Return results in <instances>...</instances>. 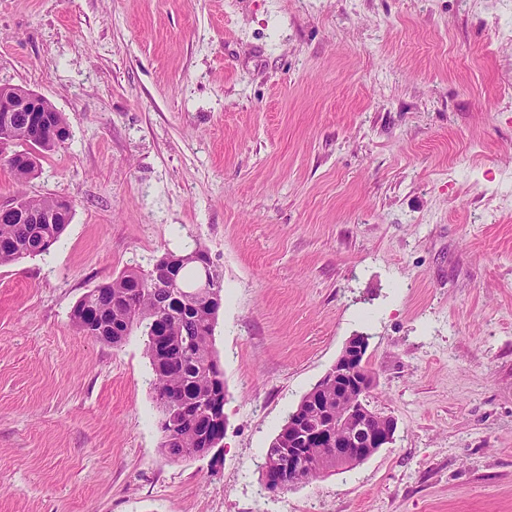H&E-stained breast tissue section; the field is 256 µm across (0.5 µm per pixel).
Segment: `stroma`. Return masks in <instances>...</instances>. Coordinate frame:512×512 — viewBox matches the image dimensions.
<instances>
[{"label":"stroma","mask_w":512,"mask_h":512,"mask_svg":"<svg viewBox=\"0 0 512 512\" xmlns=\"http://www.w3.org/2000/svg\"><path fill=\"white\" fill-rule=\"evenodd\" d=\"M512 22L497 0H0V86L70 129L0 202L67 199L0 266V512H512ZM203 246L224 283L219 460L160 450L140 331L71 314ZM395 418L270 493L264 454L355 335Z\"/></svg>","instance_id":"35a3bbf8"}]
</instances>
